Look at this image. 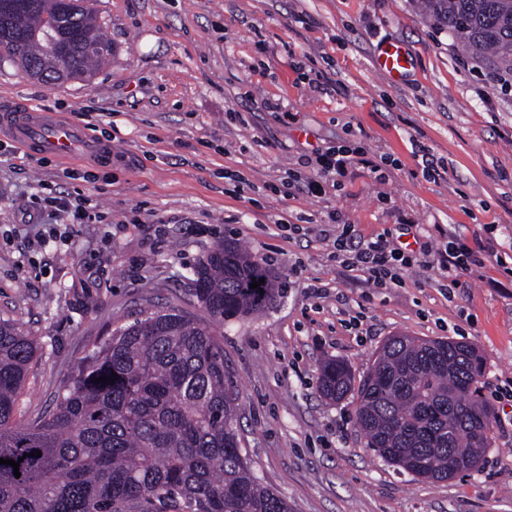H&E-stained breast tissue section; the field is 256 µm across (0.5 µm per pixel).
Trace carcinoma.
<instances>
[{
  "label": "carcinoma",
  "instance_id": "obj_1",
  "mask_svg": "<svg viewBox=\"0 0 512 512\" xmlns=\"http://www.w3.org/2000/svg\"><path fill=\"white\" fill-rule=\"evenodd\" d=\"M467 50L512 68V0H422ZM0 57L44 82L93 77L110 54L87 0H0ZM265 279L252 289V279ZM183 308L144 310L84 357L53 406L21 423L19 395L38 356L36 337L0 318V512H289L241 448L237 397L224 374V322L265 310L277 278L226 240L194 268ZM116 376L115 382H95ZM484 362L454 340L390 338L354 386L348 366H321L329 400L357 392L367 447L407 473L443 480L476 468L490 445ZM41 451L39 457L30 453Z\"/></svg>",
  "mask_w": 512,
  "mask_h": 512
}]
</instances>
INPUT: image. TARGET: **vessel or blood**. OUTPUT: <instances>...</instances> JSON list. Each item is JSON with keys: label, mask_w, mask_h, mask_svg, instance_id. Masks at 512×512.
Instances as JSON below:
<instances>
[{"label": "vessel or blood", "mask_w": 512, "mask_h": 512, "mask_svg": "<svg viewBox=\"0 0 512 512\" xmlns=\"http://www.w3.org/2000/svg\"><path fill=\"white\" fill-rule=\"evenodd\" d=\"M412 66L409 52L395 42L383 45L375 60L380 75L392 82L404 79ZM0 123L8 127L14 139L22 145H37L40 151L66 157L75 149L97 151L95 142L88 139L82 128L61 123L44 112L31 110L27 105L15 104L0 109Z\"/></svg>", "instance_id": "b4317fda"}]
</instances>
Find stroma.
<instances>
[{"mask_svg": "<svg viewBox=\"0 0 512 512\" xmlns=\"http://www.w3.org/2000/svg\"><path fill=\"white\" fill-rule=\"evenodd\" d=\"M112 52L91 82L48 86L0 62V105L62 115L111 152L64 161L0 134V318L40 341L17 406L51 407L83 357L140 311L183 305L199 259L227 239L281 284L265 311L226 322L224 368L254 471L290 512H512V284L475 266L438 282L449 235L512 248V87L460 47L418 0H89ZM402 44L404 81L375 70ZM267 109H252V100ZM355 134L381 178L347 167L340 190L267 194L300 157ZM438 161L424 175L412 157ZM243 173L254 190L239 191ZM54 197L83 199L89 224L54 221ZM359 238L386 235L423 267L368 288L330 254L327 212ZM495 225L487 234L486 225ZM449 338L482 354L495 416L480 467L417 478L367 447L355 397L319 392L324 360L355 377L390 337Z\"/></svg>", "mask_w": 512, "mask_h": 512, "instance_id": "35a3bbf8", "label": "stroma"}]
</instances>
